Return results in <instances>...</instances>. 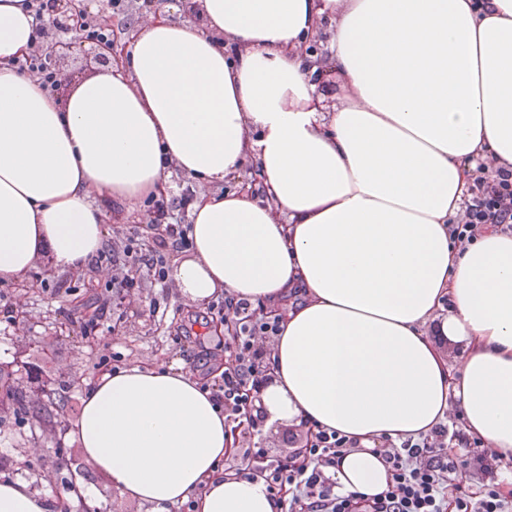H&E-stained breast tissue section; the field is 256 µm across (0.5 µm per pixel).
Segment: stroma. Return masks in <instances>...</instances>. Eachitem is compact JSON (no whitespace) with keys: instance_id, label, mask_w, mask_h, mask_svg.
Masks as SVG:
<instances>
[{"instance_id":"1","label":"stroma","mask_w":512,"mask_h":512,"mask_svg":"<svg viewBox=\"0 0 512 512\" xmlns=\"http://www.w3.org/2000/svg\"><path fill=\"white\" fill-rule=\"evenodd\" d=\"M70 274L49 257H39L28 271V279L41 281L38 293L26 294L15 283L0 282V301L13 310L12 317L0 315V363L15 366L23 381L41 380L56 388L70 404L82 403L92 380L102 373L130 366H170L187 371L200 382H214L224 365L223 352L213 338L184 346L177 327L188 314L209 316L211 304H191L175 281L166 288L146 286L129 295L120 315H106L96 331L92 347L78 349L65 341L60 323L66 311L80 309L98 294L107 292L111 272L102 268L92 275L91 287L56 291V283ZM158 300L161 313L150 316V300ZM31 424L0 422V463L14 478L29 482L38 491L65 494L69 481L90 491L103 506L102 512H152L151 507L123 497L90 461L73 464L56 455V447L79 453L71 435L60 441H30Z\"/></svg>"}]
</instances>
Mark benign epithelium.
Returning <instances> with one entry per match:
<instances>
[{
  "label": "benign epithelium",
  "instance_id": "1",
  "mask_svg": "<svg viewBox=\"0 0 512 512\" xmlns=\"http://www.w3.org/2000/svg\"><path fill=\"white\" fill-rule=\"evenodd\" d=\"M98 0H50L51 8L47 11V24L54 37L46 47L45 58L53 66L57 61L67 58L91 57L99 66H114L122 62L127 54L130 39L135 29L126 32L124 40L94 42L84 37L88 24L96 22L109 25L112 18L106 8L93 9ZM311 66L316 68L312 80L317 91L325 90L331 84L334 74L327 37L308 40L301 48ZM254 166L245 165L238 175L233 177L232 184L243 190L259 191L256 179L252 177Z\"/></svg>",
  "mask_w": 512,
  "mask_h": 512
}]
</instances>
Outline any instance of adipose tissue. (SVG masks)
I'll return each instance as SVG.
<instances>
[{
  "label": "adipose tissue",
  "mask_w": 512,
  "mask_h": 512,
  "mask_svg": "<svg viewBox=\"0 0 512 512\" xmlns=\"http://www.w3.org/2000/svg\"><path fill=\"white\" fill-rule=\"evenodd\" d=\"M319 16L346 90L331 112L299 53ZM34 28L28 0H0V281L46 253L81 267L106 234L97 197L135 205L177 167L200 191L173 279L197 303H286L263 425L358 439L339 493L385 491L378 440L428 434L454 408L512 459V235L448 237L476 158L512 167V0H201L200 23L148 18L121 67L61 97L16 67ZM249 159L260 194L214 192ZM432 320L464 343L459 368ZM72 435L141 503L281 512L263 479L225 474L224 413L182 370L103 374ZM0 512L59 501L5 481Z\"/></svg>",
  "instance_id": "ef3b65f1"
}]
</instances>
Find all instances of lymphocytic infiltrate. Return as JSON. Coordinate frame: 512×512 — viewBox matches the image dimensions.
Here are the masks:
<instances>
[{
	"label": "lymphocytic infiltrate",
	"mask_w": 512,
	"mask_h": 512,
	"mask_svg": "<svg viewBox=\"0 0 512 512\" xmlns=\"http://www.w3.org/2000/svg\"><path fill=\"white\" fill-rule=\"evenodd\" d=\"M512 234V167L478 160L460 220L448 227L451 242L466 247L486 225ZM148 236H125L112 253V285L124 291L143 282L166 284L172 250L189 245L188 225L174 214L168 198L150 199L146 212ZM217 307L229 331L224 336L228 364L209 390L224 413L237 451L228 467L234 475L261 477L283 512H512V494L495 476H487L478 492L449 494L460 469L488 460L484 442L466 435L460 417L439 423L417 438H381L375 450L385 462L391 480L376 497L343 495L336 490V468L357 439L319 428L307 430L303 449L282 459L269 460L254 445L261 420L256 413L260 392L272 370V343L280 330L278 317L261 305L225 295Z\"/></svg>",
	"instance_id": "lymphocytic-infiltrate-1"
}]
</instances>
